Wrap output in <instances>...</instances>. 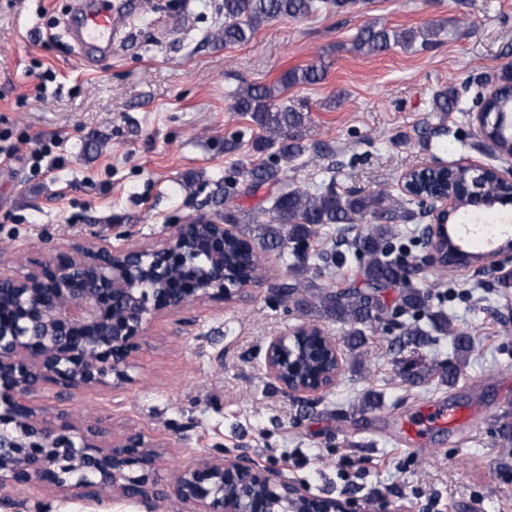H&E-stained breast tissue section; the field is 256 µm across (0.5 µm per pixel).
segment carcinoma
Wrapping results in <instances>:
<instances>
[{"label": "carcinoma", "instance_id": "1", "mask_svg": "<svg viewBox=\"0 0 512 512\" xmlns=\"http://www.w3.org/2000/svg\"><path fill=\"white\" fill-rule=\"evenodd\" d=\"M317 8L316 0H224V28L214 34V39L226 46L244 44L260 26L270 21L304 18ZM442 32L441 27L397 32L367 25L354 40V48L375 55L396 46L408 48L418 40L425 47ZM325 73L323 66L296 67L285 71L270 86L247 85L236 91L234 109L248 114L262 131L252 143L253 150L258 153L270 150L273 157L269 162L242 171L241 176L251 189L274 186L276 192L270 196L265 210L268 219L225 243L224 268L233 278L247 277L253 270L251 253L257 243L265 249L291 255L292 267L303 272L310 260L308 241L322 228L334 225L340 238L335 241L334 252L323 262L343 266L351 257L358 263L359 280L311 297L298 278L290 283L273 282L270 287L277 298L353 328L346 348L351 355L359 356L365 344L363 329L373 330L389 322L390 308L384 293L396 288L399 290L396 309L411 314L412 318L401 324L405 343L418 348L429 346L435 342L432 333L439 332L451 338L457 357H465L474 349L471 337L453 327L442 309L434 306L439 294L433 287L423 288L415 283L422 268L405 263L416 238L401 241L393 225L413 220L414 211L386 203L389 193L385 189L374 194L356 190L341 194L333 187L312 192L288 185L281 164L299 159L312 148L318 150L321 144L311 146L303 140L302 129L310 122L309 113L302 107L279 101V97L292 86L321 82ZM445 177L458 199L459 214H465L469 211L468 199L475 175L467 167H456L445 176L439 173L427 192L441 187Z\"/></svg>", "mask_w": 512, "mask_h": 512}]
</instances>
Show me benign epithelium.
Returning a JSON list of instances; mask_svg holds the SVG:
<instances>
[{
  "label": "benign epithelium",
  "instance_id": "obj_1",
  "mask_svg": "<svg viewBox=\"0 0 512 512\" xmlns=\"http://www.w3.org/2000/svg\"><path fill=\"white\" fill-rule=\"evenodd\" d=\"M499 92L477 101L482 140L493 156L512 143V100L495 113L488 131L486 107ZM474 211L491 215L512 204L475 197ZM456 206L445 192L426 201L425 261L439 255L448 225L439 217ZM232 229L204 216L171 226L156 245L120 246L78 242L63 253L20 257L13 273L0 274V493L29 486L64 496L99 498L103 490L123 499H176L182 512H349L347 502L309 496L277 468L247 454L199 459L169 484L150 479L161 443L134 428L104 445L89 422L76 425L65 412L51 425L27 396L46 384L65 391L93 389L129 379V359L159 316L196 301L222 302L249 288L227 282L224 241ZM314 336L342 365L336 341L321 330L298 326L270 338L265 370L281 390L308 399L332 388L338 371L306 377L296 362Z\"/></svg>",
  "mask_w": 512,
  "mask_h": 512
}]
</instances>
